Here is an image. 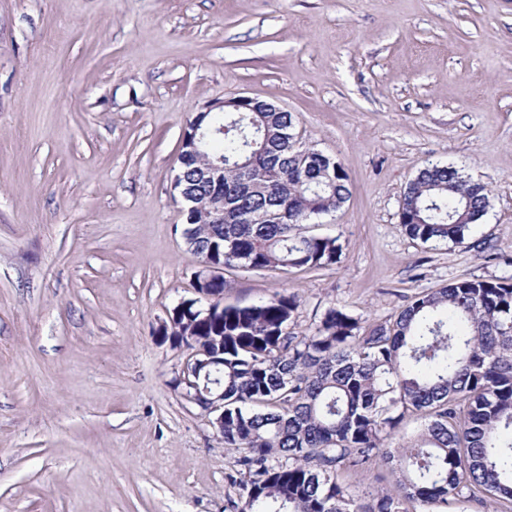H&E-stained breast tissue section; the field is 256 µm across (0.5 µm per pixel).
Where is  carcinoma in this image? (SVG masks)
Instances as JSON below:
<instances>
[{
    "label": "carcinoma",
    "instance_id": "cac0c4a2",
    "mask_svg": "<svg viewBox=\"0 0 512 512\" xmlns=\"http://www.w3.org/2000/svg\"><path fill=\"white\" fill-rule=\"evenodd\" d=\"M224 126L206 153L224 159V223L186 217L183 235L206 264L320 269L340 237L302 231L350 195L341 164L302 157L279 133L289 112H200ZM185 163L179 190L209 187ZM489 207L484 185L453 166H427L403 193L401 222L422 243L461 244ZM299 307L276 292L206 314L191 307L172 334L219 359L199 384L224 392V447L237 457L228 483L238 512H448L489 500L512 512V278L461 279L410 299L394 319L361 330L337 308L307 334L290 330ZM424 426L392 447L405 417ZM378 464L395 493L356 500L341 477Z\"/></svg>",
    "mask_w": 512,
    "mask_h": 512
}]
</instances>
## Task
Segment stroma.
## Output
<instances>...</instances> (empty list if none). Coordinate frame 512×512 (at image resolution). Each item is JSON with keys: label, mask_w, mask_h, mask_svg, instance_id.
<instances>
[{"label": "stroma", "mask_w": 512, "mask_h": 512, "mask_svg": "<svg viewBox=\"0 0 512 512\" xmlns=\"http://www.w3.org/2000/svg\"><path fill=\"white\" fill-rule=\"evenodd\" d=\"M258 97L335 157L319 270L225 269L227 306L296 295L369 327L512 277V0H0V512H234V454L155 331L200 267L172 182L210 103ZM482 183L460 245L399 218L429 164Z\"/></svg>", "instance_id": "35a3bbf8"}]
</instances>
